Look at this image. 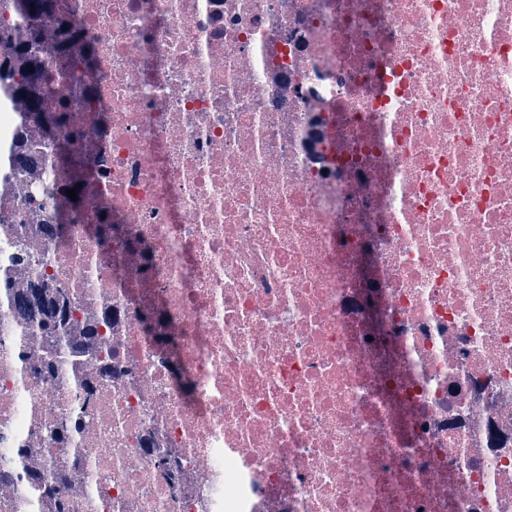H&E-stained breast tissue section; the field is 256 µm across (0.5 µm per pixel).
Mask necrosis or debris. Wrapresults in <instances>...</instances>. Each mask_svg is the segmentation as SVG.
Returning a JSON list of instances; mask_svg holds the SVG:
<instances>
[{
	"mask_svg": "<svg viewBox=\"0 0 512 512\" xmlns=\"http://www.w3.org/2000/svg\"><path fill=\"white\" fill-rule=\"evenodd\" d=\"M33 3L5 118L87 171L15 186L14 286L109 328L52 470L75 393L0 309V472L25 440L66 512H512V0Z\"/></svg>",
	"mask_w": 512,
	"mask_h": 512,
	"instance_id": "1",
	"label": "necrosis or debris"
}]
</instances>
